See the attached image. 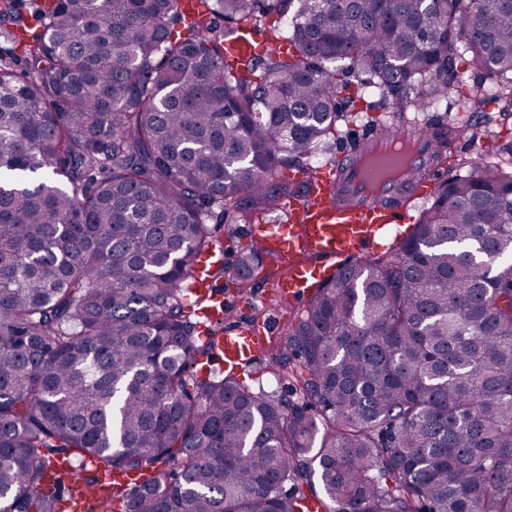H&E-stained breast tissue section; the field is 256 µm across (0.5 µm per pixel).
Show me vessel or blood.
Returning a JSON list of instances; mask_svg holds the SVG:
<instances>
[{"instance_id":"vessel-or-blood-1","label":"vessel or blood","mask_w":512,"mask_h":512,"mask_svg":"<svg viewBox=\"0 0 512 512\" xmlns=\"http://www.w3.org/2000/svg\"><path fill=\"white\" fill-rule=\"evenodd\" d=\"M264 50L254 25L242 24L232 54L249 58ZM387 141L381 128L369 131L349 152L338 155L335 173H320L307 203L291 208L288 222L250 225L249 236L271 267L288 270L287 277L277 282L273 299L311 294L328 274L321 259L360 255L364 247L387 234L394 241L402 240L400 226L406 215L398 206L399 179L382 178L379 170L363 165ZM410 144L411 153L401 163L407 173L421 168L434 150L432 141L422 136ZM208 263V257H201L193 286L211 315L223 310L224 296L213 290L206 276ZM258 348L254 330L240 328L225 335L217 352L225 369L236 370L252 360Z\"/></svg>"}]
</instances>
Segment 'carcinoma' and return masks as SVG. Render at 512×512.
Wrapping results in <instances>:
<instances>
[{
    "label": "carcinoma",
    "instance_id": "carcinoma-1",
    "mask_svg": "<svg viewBox=\"0 0 512 512\" xmlns=\"http://www.w3.org/2000/svg\"><path fill=\"white\" fill-rule=\"evenodd\" d=\"M202 2L0 0L29 35L0 62V512L95 493L61 453L153 473L112 491L128 512H512V148L455 149L512 121V0ZM251 20L287 49L230 59ZM370 112L447 170L413 231L316 289L275 358L288 393L199 374L211 208L272 211Z\"/></svg>",
    "mask_w": 512,
    "mask_h": 512
}]
</instances>
